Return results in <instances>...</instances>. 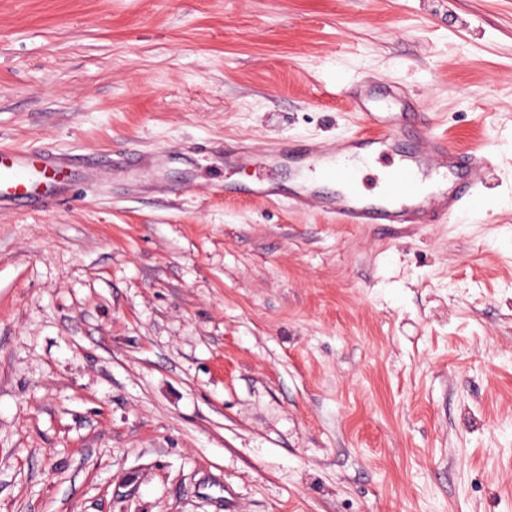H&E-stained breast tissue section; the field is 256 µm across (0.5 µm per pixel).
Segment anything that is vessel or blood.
Instances as JSON below:
<instances>
[{"label":"vessel or blood","instance_id":"obj_1","mask_svg":"<svg viewBox=\"0 0 512 512\" xmlns=\"http://www.w3.org/2000/svg\"><path fill=\"white\" fill-rule=\"evenodd\" d=\"M353 91L351 106L362 134L337 146L280 140L258 152L244 145L233 154L232 166L288 168L294 183L289 204L336 214L344 224H438L458 218L494 163V142L459 152L422 126L420 113L411 111L400 87L390 86L380 95L361 80ZM395 105L405 108L404 123L393 122ZM387 152L392 158L375 192H360L356 182L363 166ZM75 163L69 153L0 149V210L57 202Z\"/></svg>","mask_w":512,"mask_h":512}]
</instances>
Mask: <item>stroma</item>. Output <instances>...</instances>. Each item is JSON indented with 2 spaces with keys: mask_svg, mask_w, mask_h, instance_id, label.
I'll list each match as a JSON object with an SVG mask.
<instances>
[{
  "mask_svg": "<svg viewBox=\"0 0 512 512\" xmlns=\"http://www.w3.org/2000/svg\"><path fill=\"white\" fill-rule=\"evenodd\" d=\"M406 87L462 220L228 198ZM0 145L163 152L0 212V512H512V0H0Z\"/></svg>",
  "mask_w": 512,
  "mask_h": 512,
  "instance_id": "35a3bbf8",
  "label": "stroma"
}]
</instances>
